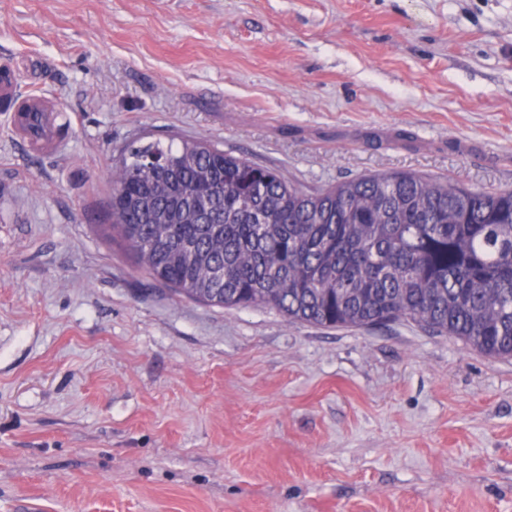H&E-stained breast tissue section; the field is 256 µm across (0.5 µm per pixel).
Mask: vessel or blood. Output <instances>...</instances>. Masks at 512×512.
<instances>
[{
    "mask_svg": "<svg viewBox=\"0 0 512 512\" xmlns=\"http://www.w3.org/2000/svg\"><path fill=\"white\" fill-rule=\"evenodd\" d=\"M0 113L7 116L13 136L27 147L54 153L67 144L62 115L45 110L41 95L21 92L17 80L8 76L0 79Z\"/></svg>",
    "mask_w": 512,
    "mask_h": 512,
    "instance_id": "1",
    "label": "vessel or blood"
}]
</instances>
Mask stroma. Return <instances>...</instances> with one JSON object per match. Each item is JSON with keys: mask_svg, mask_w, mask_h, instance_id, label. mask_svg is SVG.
<instances>
[{"mask_svg": "<svg viewBox=\"0 0 512 512\" xmlns=\"http://www.w3.org/2000/svg\"><path fill=\"white\" fill-rule=\"evenodd\" d=\"M0 512H512V360L184 300L103 216L141 137L316 190L512 189V0H0ZM0 112L7 116L13 136L41 153L61 151L68 143L62 134L66 124L58 112L45 110L35 91L22 93L17 80L0 79Z\"/></svg>", "mask_w": 512, "mask_h": 512, "instance_id": "stroma-1", "label": "stroma"}]
</instances>
